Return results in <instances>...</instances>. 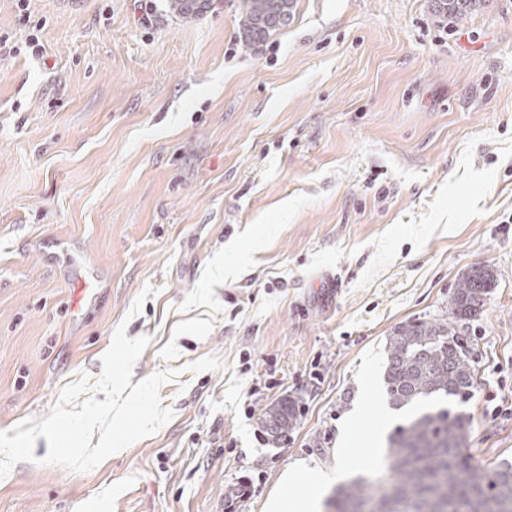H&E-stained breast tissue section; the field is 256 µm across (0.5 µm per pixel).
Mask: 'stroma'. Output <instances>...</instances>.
<instances>
[{"mask_svg": "<svg viewBox=\"0 0 512 512\" xmlns=\"http://www.w3.org/2000/svg\"><path fill=\"white\" fill-rule=\"evenodd\" d=\"M42 57L0 58V431L96 383L113 333L172 420L71 473L0 479V512H262L288 467L378 478L403 416L386 338L496 283L462 326L480 469L512 463V0H294L248 47L240 0H30ZM154 292L138 314L145 287ZM144 294V293H143ZM299 408L268 437L265 410ZM495 281L494 270L488 266L475 267L461 276L449 304L450 314L457 323L477 314Z\"/></svg>", "mask_w": 512, "mask_h": 512, "instance_id": "obj_1", "label": "stroma"}]
</instances>
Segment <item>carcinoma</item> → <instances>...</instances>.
<instances>
[{
  "label": "carcinoma",
  "mask_w": 512,
  "mask_h": 512,
  "mask_svg": "<svg viewBox=\"0 0 512 512\" xmlns=\"http://www.w3.org/2000/svg\"><path fill=\"white\" fill-rule=\"evenodd\" d=\"M474 0H441L456 18ZM293 0H241V38L252 46L288 22ZM496 281L494 270L479 266L459 279L449 304L455 323L410 321L386 341L383 383L393 408L415 410L388 436L386 483L358 479L336 489V512H512V464L489 474L467 453L466 415L448 407L465 403L477 384L474 360L458 324L475 316ZM294 405L281 402L264 413L276 437L293 426Z\"/></svg>",
  "instance_id": "cac0c4a2"
}]
</instances>
